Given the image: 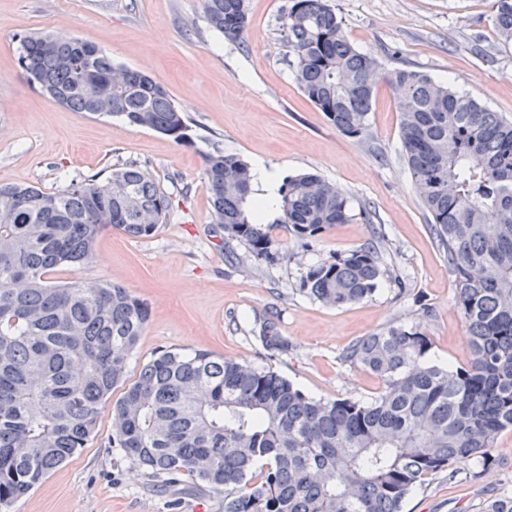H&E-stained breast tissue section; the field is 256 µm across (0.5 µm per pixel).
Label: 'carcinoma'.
I'll return each mask as SVG.
<instances>
[{"mask_svg":"<svg viewBox=\"0 0 512 512\" xmlns=\"http://www.w3.org/2000/svg\"><path fill=\"white\" fill-rule=\"evenodd\" d=\"M203 13L232 42L249 26L248 0H203ZM492 22L512 42V0H494ZM282 32L300 91L345 136L362 137L377 60L350 42L328 0H292ZM19 43L22 73L50 101L189 140L185 113L149 74L74 36ZM390 81L404 159L454 279L466 364L433 362L429 338L393 322L342 354L381 379L366 400L313 397L269 366L201 351L161 350L129 384L148 305L119 284L54 275L90 261L104 231L153 235L170 196L133 164L104 184L87 175L56 192L0 184V512L86 447L111 401L109 446L156 482L187 478L224 498V512H402L428 477L451 480L452 465L472 459L489 466L498 435L512 429V121L418 71ZM203 167L224 241L278 260L251 207L248 164L216 150ZM277 194L276 223L306 249L354 217L347 196L313 173L285 177ZM385 276L369 242L304 266L301 291L341 308L371 297ZM255 333L270 356L288 353L275 317ZM480 512H512V493Z\"/></svg>","mask_w":512,"mask_h":512,"instance_id":"obj_1","label":"carcinoma"}]
</instances>
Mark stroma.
I'll list each match as a JSON object with an SVG mask.
<instances>
[{
    "label": "stroma",
    "instance_id": "obj_1",
    "mask_svg": "<svg viewBox=\"0 0 512 512\" xmlns=\"http://www.w3.org/2000/svg\"><path fill=\"white\" fill-rule=\"evenodd\" d=\"M348 38L380 62L367 134L344 136L293 80L282 17L290 0H249L250 24L232 42L203 20L201 0H0V183L54 192L89 174L108 179L128 164L146 168L172 208L153 236L99 235L91 262L58 273L62 281L109 280L149 307V320L128 361L129 377L164 349L204 350L272 366L306 394L364 399L381 381L343 362L344 349L393 322L417 326L432 359L469 358L466 328L454 308L453 277L430 232V217L403 156L399 112L387 73L406 69L470 94L512 120V43L492 24L493 0H331ZM71 35L109 53L115 63L150 72L189 120L191 142L50 102L23 78L21 35ZM224 150L274 181L319 174L367 207L318 238L315 254L298 259L299 242L276 226L280 259L270 265L225 243L212 222L202 156ZM376 240L390 269L372 297L342 308L309 300L302 265ZM275 316L291 344L276 357L255 338L259 320ZM112 408L104 406L86 448L13 507L12 512H222L224 500L192 492H156L144 471L108 446ZM490 469L460 466L455 479L432 476L403 512H478L512 491V429L492 450Z\"/></svg>",
    "mask_w": 512,
    "mask_h": 512
}]
</instances>
